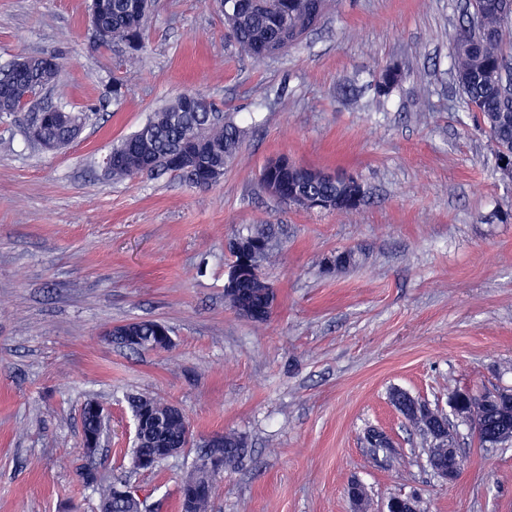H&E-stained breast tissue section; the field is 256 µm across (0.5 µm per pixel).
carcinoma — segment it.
I'll return each instance as SVG.
<instances>
[{
  "mask_svg": "<svg viewBox=\"0 0 512 512\" xmlns=\"http://www.w3.org/2000/svg\"><path fill=\"white\" fill-rule=\"evenodd\" d=\"M156 0H93L91 8L97 15L99 44L117 48L123 60L137 61L146 51L145 32L151 21ZM330 0H238L232 14H224V24L239 51L261 60L284 51L300 42L324 17ZM472 14L476 24L461 28L454 37L453 69L468 108L477 113L491 143L497 160L512 154V96L503 88V73L512 67L507 49V32L512 27V0H473ZM36 66L20 69L15 64L0 68V110L14 114L25 111L37 116L45 139L62 147L78 137L72 125L83 129L88 113L98 112L105 102L90 103L86 110L74 112L65 104L45 107L41 93L51 87L58 75L55 58H37ZM399 79L398 70L388 67L377 85L379 96L387 95ZM242 144V130L230 118L224 117L214 104L198 92H185L153 113L138 130L112 146L114 181H134L142 176H162L173 173L191 188L205 190L217 183L224 169L238 155ZM276 182L281 187L280 200L288 203L299 198L322 202L329 210L347 212L358 209L365 202V190L356 182L329 181L319 171L297 164L286 156L268 161L260 172V184ZM236 236L248 242L260 243L259 255L245 286L256 306L268 304L274 295L264 288V266L274 256L278 241L269 225L248 226L239 229ZM157 323L142 320L137 326L141 342L130 347L136 353L154 350ZM393 405L408 423L426 430L433 421L445 417L418 403L403 390L391 393ZM104 403L87 400L81 408L82 441L98 437L102 428ZM498 407L481 408L461 423L477 434L485 447H498L512 441V435L500 430ZM187 416L170 420L162 427L150 429L149 442L132 449L136 456L169 458V449L187 448ZM227 446L224 468L235 467L244 448L238 446L242 436L226 433ZM366 443L373 454L389 458L391 440L378 428L367 431ZM200 451L193 468L185 478L207 483V493L195 504L194 512H210L220 488V477L206 470ZM81 478L92 487L99 498L100 512H139L134 499L115 496L116 482L101 476L93 467L81 473Z\"/></svg>",
  "mask_w": 512,
  "mask_h": 512,
  "instance_id": "carcinoma-1",
  "label": "carcinoma"
}]
</instances>
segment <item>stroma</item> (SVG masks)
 Returning <instances> with one entry per match:
<instances>
[{
  "label": "stroma",
  "instance_id": "1",
  "mask_svg": "<svg viewBox=\"0 0 512 512\" xmlns=\"http://www.w3.org/2000/svg\"><path fill=\"white\" fill-rule=\"evenodd\" d=\"M87 2L0 0V66L56 56L45 96L77 110L112 78L125 88L58 151L28 141L24 115L0 117V512H97L87 465L126 480L150 512H179L197 451L132 471L139 394L179 405L196 436L245 437L212 512H354L355 480L370 512L411 493L422 512H512V445L485 448L461 428L467 465L439 481L390 402L400 388L444 410L451 387H512V182L455 81L466 0H335L301 42L261 61L239 53L210 0H160L149 53L119 69ZM392 64L401 78L378 98ZM184 91L243 130L220 184L104 177L113 142ZM283 154L358 177L366 202L347 213L282 202L258 178ZM246 224L282 232L264 322L224 295L226 243ZM349 249L356 265L323 273ZM134 320L166 323L172 349L108 340ZM89 399L109 412L91 459ZM370 427L392 438L394 466L370 456ZM102 412L106 413L107 408L104 403L97 399L87 400L81 408V423H82V452L88 457L92 458L95 456L98 448H84L83 444L89 441L90 438H97L102 428Z\"/></svg>",
  "mask_w": 512,
  "mask_h": 512
}]
</instances>
